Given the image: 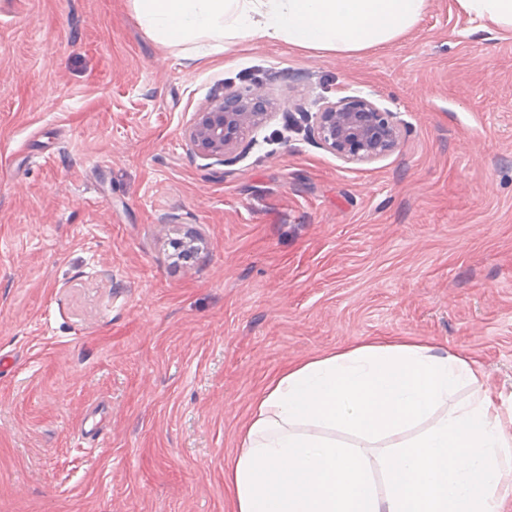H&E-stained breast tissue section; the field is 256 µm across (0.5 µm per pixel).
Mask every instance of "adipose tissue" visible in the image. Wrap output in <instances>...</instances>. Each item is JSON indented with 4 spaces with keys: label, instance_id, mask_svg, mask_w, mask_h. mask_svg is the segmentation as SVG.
I'll list each match as a JSON object with an SVG mask.
<instances>
[{
    "label": "adipose tissue",
    "instance_id": "1",
    "mask_svg": "<svg viewBox=\"0 0 512 512\" xmlns=\"http://www.w3.org/2000/svg\"><path fill=\"white\" fill-rule=\"evenodd\" d=\"M155 42L280 41L337 55L382 47L427 0H132ZM472 390L453 401L459 386ZM233 512H500L512 415L459 351L374 338L288 364L257 399L224 473Z\"/></svg>",
    "mask_w": 512,
    "mask_h": 512
}]
</instances>
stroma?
Returning a JSON list of instances; mask_svg holds the SVG:
<instances>
[{
	"mask_svg": "<svg viewBox=\"0 0 512 512\" xmlns=\"http://www.w3.org/2000/svg\"><path fill=\"white\" fill-rule=\"evenodd\" d=\"M251 70L272 118L226 162L187 150ZM351 95L396 114L393 152L286 129ZM380 336L464 352L512 412V32L428 0L362 53L203 56L130 0H0V512H231L271 378Z\"/></svg>",
	"mask_w": 512,
	"mask_h": 512,
	"instance_id": "obj_1",
	"label": "stroma"
}]
</instances>
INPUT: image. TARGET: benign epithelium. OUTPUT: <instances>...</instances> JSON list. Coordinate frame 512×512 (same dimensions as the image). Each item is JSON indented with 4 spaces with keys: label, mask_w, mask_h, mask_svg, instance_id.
Segmentation results:
<instances>
[{
    "label": "benign epithelium",
    "mask_w": 512,
    "mask_h": 512,
    "mask_svg": "<svg viewBox=\"0 0 512 512\" xmlns=\"http://www.w3.org/2000/svg\"><path fill=\"white\" fill-rule=\"evenodd\" d=\"M270 107L259 85L226 93L195 114L184 129V141L198 155L224 161L247 133L260 127ZM312 135L346 162H370L393 151L401 133L395 113L368 98L345 96L315 113Z\"/></svg>",
    "instance_id": "1"
}]
</instances>
